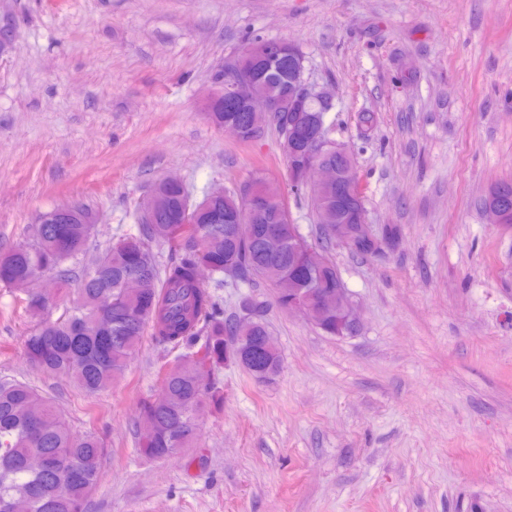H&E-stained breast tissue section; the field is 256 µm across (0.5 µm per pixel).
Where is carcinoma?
Here are the masks:
<instances>
[{
    "mask_svg": "<svg viewBox=\"0 0 512 512\" xmlns=\"http://www.w3.org/2000/svg\"><path fill=\"white\" fill-rule=\"evenodd\" d=\"M259 90L268 96L285 94L283 82L269 76L261 78ZM237 118L250 131L266 123L265 116L255 112H239ZM318 151L340 169L353 164L352 156L336 149L328 136ZM256 181L264 192V203L257 209H250L238 190L209 201L211 209L222 213H248L252 235L247 239L231 234L225 224L209 223L203 212L193 217V223H184L191 193L184 184L161 181L153 198L155 222L141 225L139 234L112 242L91 256L96 225L85 223L90 210L84 206L54 216L50 224L35 225L28 242L0 252V284L23 285L51 272L60 283L75 285L70 306L54 320L47 317L55 306L54 292L27 294V307L37 319L26 340L27 352L40 370L66 376L92 397L123 375L146 332L178 352L160 392L140 404L145 437L138 451L147 459H165L195 447L200 432L196 411L222 401L219 372L224 369V337L235 335V323L224 319L215 290L227 282L263 281L275 289L276 304L282 309L288 306L290 287L283 279L302 257L294 243L298 225L285 222L279 188L262 177ZM292 188L307 192L316 223L325 235L336 237V230L323 223L336 192L308 183H294ZM154 243L167 247V262L159 260ZM214 251L229 257L231 272H224L221 265L211 283L203 284L198 269L209 263ZM133 276L146 285L137 294L125 288ZM338 284L336 268L328 260L314 282L302 288L313 291ZM103 297L109 299L107 318L99 321L95 310ZM239 306L250 312L246 338L239 343L241 352L256 355V368L277 374L281 356L258 355L270 336L268 301L247 294ZM104 455L99 439L91 432L75 434L62 409L37 388L15 379L0 380V501H10L25 512H84ZM69 467L80 469L82 478L68 482Z\"/></svg>",
    "mask_w": 512,
    "mask_h": 512,
    "instance_id": "cac0c4a2",
    "label": "carcinoma"
}]
</instances>
